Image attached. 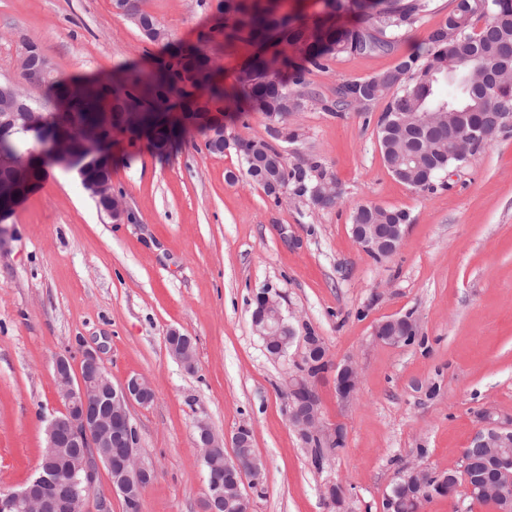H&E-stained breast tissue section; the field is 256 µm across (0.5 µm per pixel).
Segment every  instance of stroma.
I'll list each match as a JSON object with an SVG mask.
<instances>
[{"mask_svg":"<svg viewBox=\"0 0 512 512\" xmlns=\"http://www.w3.org/2000/svg\"><path fill=\"white\" fill-rule=\"evenodd\" d=\"M222 0H144L163 26L147 41L112 0H0V82L19 80L26 43L43 46L58 74L111 84L122 69L151 70L177 50L200 49L213 78L233 86L253 44L225 39ZM454 0H430L389 53L342 54L313 71L331 95L346 79L391 69L421 51ZM371 112L291 117L301 148L279 142L290 165L320 157L343 192L332 209L288 196L282 204L241 177L234 150L212 155L201 137L170 155L116 133L112 188L125 218L100 212L75 172L53 168L0 224V488L37 472L45 420L61 403L56 357L79 364L97 352L113 384L140 375L155 397L132 404L142 462L154 470L143 512H201L207 474L194 444L206 422L232 455L240 426L263 464L251 512H331L327 483L347 493L346 512H384L397 473L420 465L459 469L484 415L512 421V129L503 130L434 190L398 182L385 167ZM239 173L228 183V172ZM360 204L406 211L400 249L377 261L351 233ZM271 289L297 335L320 336L332 362H354L356 398L342 403L333 374L318 384L326 422L342 425L345 449L311 464L290 425L282 383L292 364L271 359L255 333L253 295ZM412 315L413 343L389 346L374 327ZM190 336L194 371L169 353L170 331Z\"/></svg>","mask_w":512,"mask_h":512,"instance_id":"1","label":"stroma"}]
</instances>
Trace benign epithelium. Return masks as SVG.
<instances>
[{
    "instance_id": "7a95c632",
    "label": "benign epithelium",
    "mask_w": 512,
    "mask_h": 512,
    "mask_svg": "<svg viewBox=\"0 0 512 512\" xmlns=\"http://www.w3.org/2000/svg\"><path fill=\"white\" fill-rule=\"evenodd\" d=\"M48 76V67L34 65L28 52L20 59V80L0 83V100L9 111L0 113V135H38L49 125L55 132L49 137L47 150L33 152L32 158H49L52 166L82 172L98 157L99 140L88 134L84 149H74L70 137L71 119L62 113L51 117L39 110L37 102L27 92L40 87ZM145 113L136 108L127 112L123 133L152 141V123L159 114L144 120ZM512 127V112H498L470 134V141L458 142L463 153L473 144L493 138ZM10 170L7 179H0V221L10 218L27 197L32 185L29 160L15 161L0 155V169ZM83 187L91 198L101 204L111 201L109 216L118 219L124 215L121 198L112 191V183L85 181ZM351 232L362 250L371 256L390 257L400 248L404 235L402 224H353ZM255 309L252 325L263 341L265 350L275 358L286 357V346L297 344L296 362L315 365V359H327L326 347L315 337L295 339V331L286 321L278 295L265 288L254 296ZM417 331L411 316L387 319L376 325L374 336L384 344H408V336ZM54 377L63 409L46 422V451L39 465V475L20 490L0 489V512H111L112 501L106 495H94L99 468L106 469L112 489L118 492L131 512L142 507L144 481L149 467L137 459L136 430L130 418V405H147L154 399L149 381L141 376L126 379L114 386L95 354L86 351L78 376H73L68 357L59 356L54 362ZM317 378L300 372L292 373L284 381L288 396L287 413L292 427L301 440L315 439L324 444L333 443L343 434L341 426H330L321 415ZM360 376L349 361L336 369V392L348 402L357 393ZM475 446L488 448L483 459L484 480L478 491L496 501L498 512H512V484H505L500 473L512 468V426L485 419V424L474 437ZM195 445L203 449V460L209 473V486L204 502L205 512H223L224 504L234 501L235 512H250V498L243 489L245 471L237 458L214 453L221 447L209 425H196ZM396 486L405 489L411 497H434L448 494L447 478H438L425 485L422 472L415 469L399 476Z\"/></svg>"
}]
</instances>
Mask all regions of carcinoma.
<instances>
[{
    "label": "carcinoma",
    "instance_id": "cac0c4a2",
    "mask_svg": "<svg viewBox=\"0 0 512 512\" xmlns=\"http://www.w3.org/2000/svg\"><path fill=\"white\" fill-rule=\"evenodd\" d=\"M429 0H347L348 10L364 18L366 25H325L316 22L294 25L286 16L274 17L272 11L246 0H224V37H246L258 46L267 43L277 33L283 44L281 68L272 73L264 53L256 52L243 66L237 83L226 88L208 75L196 78L210 63L209 57L197 49L175 52L169 62L154 71H123L113 77L112 86L89 84L86 95L68 99V81L53 74L45 86L46 96L56 101V111L69 114L77 126L72 139L81 148V129L99 125L102 114L110 113V129L121 128L122 113L130 107H140L154 113L162 108L173 94H188L186 87L204 88L206 94L190 99L186 108L188 121L179 126H153V139L160 144L175 145L196 133L205 134L207 125L196 121L197 113L259 112L266 118L278 120L285 113L303 111L309 104L318 103L326 112H345L356 109L368 112L371 105L385 99L387 104L378 121V140L384 164L401 183L418 190L434 189L438 176L453 165L464 162L448 143V125L442 120L422 131L431 140L430 152L417 155L413 143L417 136L415 120L420 114L440 115L463 113L459 130L467 133L474 125L495 112L512 109V83L501 82L484 91L472 90L470 69L479 66L492 69L504 61L512 62V0H489L488 10L467 0L468 7L458 3L449 17L460 22L461 32L456 40L448 39V23L433 28L427 35L423 51L404 56L391 69L384 71L371 103L361 99L372 90L375 77L346 80L334 90L329 99L309 89L307 75L312 70H325L328 63L340 54L368 55L388 52L394 48L400 32L413 25L428 9ZM30 143L14 138H0V153L22 156ZM210 154H222L232 148L240 156L246 175L261 184L252 159L263 160L275 146L265 140L237 137L224 148L214 149L204 144ZM329 175L325 163L309 158L305 166H289L281 158V187L292 189L299 197L306 196L313 204L312 189L318 179ZM351 220L358 224H406L409 214L402 210L357 206ZM345 449L341 443L334 448L312 447V461L320 468L332 456ZM395 500L393 512H418L422 500L390 491Z\"/></svg>",
    "mask_w": 512,
    "mask_h": 512
}]
</instances>
